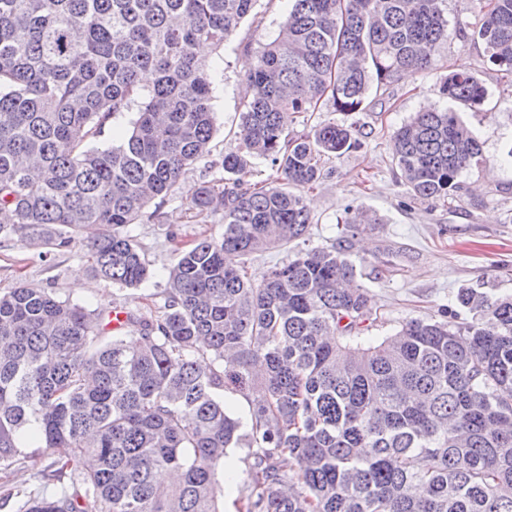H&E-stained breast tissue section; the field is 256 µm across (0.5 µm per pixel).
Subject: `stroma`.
Listing matches in <instances>:
<instances>
[{
	"instance_id": "stroma-1",
	"label": "stroma",
	"mask_w": 512,
	"mask_h": 512,
	"mask_svg": "<svg viewBox=\"0 0 512 512\" xmlns=\"http://www.w3.org/2000/svg\"><path fill=\"white\" fill-rule=\"evenodd\" d=\"M445 6L450 29H463L465 36L442 49L428 72L401 78L386 92L371 91L363 111L345 114L323 105L294 117L289 130L295 134L321 122L354 126L358 145L327 160L322 179L307 192L312 216L309 235L246 257L253 283L288 263L299 250L350 241L356 282L372 297L377 312L372 332L379 336L413 317H438L461 288L512 293V79L485 62L483 44L471 37L478 21L476 0H446ZM287 15L288 0H259L223 49L205 50L214 69V154L237 149L247 74ZM461 60L489 91L479 108L454 107L460 120L480 137L481 162L464 174L465 188L457 198L444 202L413 197L391 162L390 137L415 112L445 106L443 81ZM213 177L205 164H196L164 204L163 222L143 219L128 226V234L156 271L155 278L139 289L121 291L88 274L83 243L48 252L40 245L0 239V291L26 283L105 312L140 307L142 295L164 288L178 248L223 232L221 216H199L188 208L200 184ZM357 209L370 216V223L347 225L349 211ZM26 454L25 465L0 471V492L40 489L49 496L60 494L61 485L43 486L33 477L43 464L39 449H27Z\"/></svg>"
}]
</instances>
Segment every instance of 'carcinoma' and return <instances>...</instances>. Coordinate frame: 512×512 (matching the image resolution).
I'll use <instances>...</instances> for the list:
<instances>
[{
    "mask_svg": "<svg viewBox=\"0 0 512 512\" xmlns=\"http://www.w3.org/2000/svg\"><path fill=\"white\" fill-rule=\"evenodd\" d=\"M259 0H0V236L64 246L87 224L89 270L122 288L153 275L124 229L175 193L202 160L224 171L190 202L224 232L179 252L158 315L104 312L24 283L0 292V470L34 441L39 480L18 512H222L218 467L242 439L224 396L254 383L245 512H512V294L458 290L471 318H411L370 336L371 297L351 288L342 246L300 250L256 285L228 254L288 246L308 232L303 195L350 128L288 121L320 101L359 112L371 88L427 71L461 30L444 0H290L285 35L247 81L237 150L210 158L216 48ZM473 35L512 76V0H478ZM150 72L152 83L141 82ZM473 72L448 101L480 106ZM135 112L117 145L96 146ZM478 134L452 110L419 111L391 135L414 196L455 198L478 164ZM252 159L266 179L245 180ZM139 331L134 336L132 332Z\"/></svg>",
    "mask_w": 512,
    "mask_h": 512,
    "instance_id": "1",
    "label": "carcinoma"
}]
</instances>
